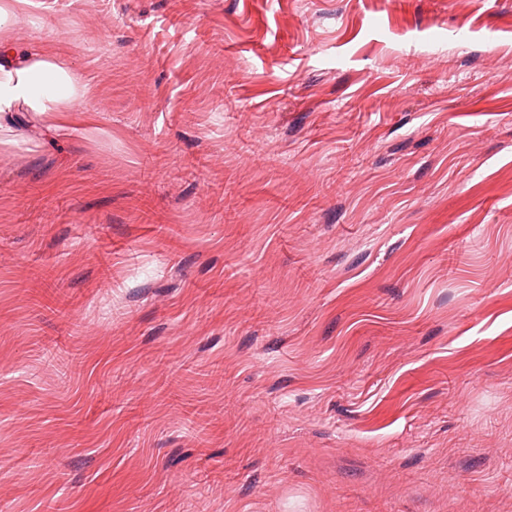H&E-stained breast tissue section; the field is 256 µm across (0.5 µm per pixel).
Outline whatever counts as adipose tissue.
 <instances>
[{"instance_id":"1","label":"adipose tissue","mask_w":512,"mask_h":512,"mask_svg":"<svg viewBox=\"0 0 512 512\" xmlns=\"http://www.w3.org/2000/svg\"><path fill=\"white\" fill-rule=\"evenodd\" d=\"M29 0H0V120L17 112L40 115L50 125L67 114L90 111L83 72L48 43L20 46L30 24Z\"/></svg>"}]
</instances>
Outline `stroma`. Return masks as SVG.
Listing matches in <instances>:
<instances>
[{"label": "stroma", "instance_id": "35a3bbf8", "mask_svg": "<svg viewBox=\"0 0 512 512\" xmlns=\"http://www.w3.org/2000/svg\"><path fill=\"white\" fill-rule=\"evenodd\" d=\"M32 2L0 512H512V0ZM29 0L0 1V129L15 112H33L52 126L67 113L94 112L83 72L46 42L18 46L31 24ZM76 353H73L69 349H64L55 345L51 349H47L46 357L49 363L58 369L63 375L67 376V373L71 371L76 363Z\"/></svg>", "mask_w": 512, "mask_h": 512}]
</instances>
